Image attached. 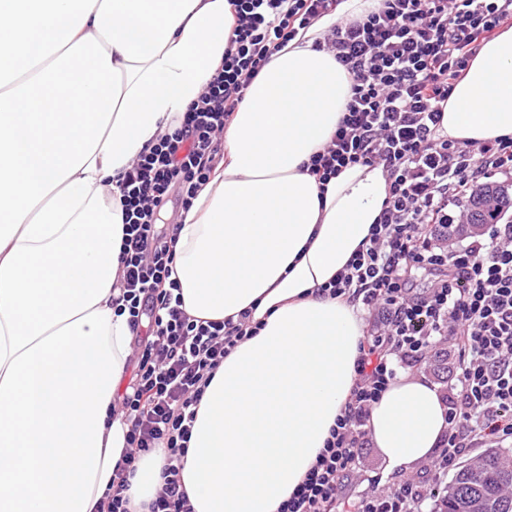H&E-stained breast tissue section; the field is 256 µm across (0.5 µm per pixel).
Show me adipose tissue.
Returning a JSON list of instances; mask_svg holds the SVG:
<instances>
[{
	"instance_id": "obj_1",
	"label": "adipose tissue",
	"mask_w": 512,
	"mask_h": 512,
	"mask_svg": "<svg viewBox=\"0 0 512 512\" xmlns=\"http://www.w3.org/2000/svg\"><path fill=\"white\" fill-rule=\"evenodd\" d=\"M378 0L275 52L224 128V163L182 212L173 276L193 318L262 322L216 369L181 479L194 512H277L305 477L354 385L364 323L321 289L365 246L382 167L320 186L303 164L330 142L351 78L314 43ZM227 0H0V512H94L127 447L117 392L132 355L118 256L133 161L202 93L231 35ZM442 134H512V27L478 50ZM448 408L398 374L373 405L385 465L430 457ZM167 454L137 462L149 501Z\"/></svg>"
}]
</instances>
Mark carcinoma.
<instances>
[{
    "mask_svg": "<svg viewBox=\"0 0 512 512\" xmlns=\"http://www.w3.org/2000/svg\"><path fill=\"white\" fill-rule=\"evenodd\" d=\"M467 208L470 223L492 224L512 208V193L489 183L473 193ZM511 457L509 449H492L459 466L442 497L441 512H512V471L502 464Z\"/></svg>",
    "mask_w": 512,
    "mask_h": 512,
    "instance_id": "carcinoma-1",
    "label": "carcinoma"
}]
</instances>
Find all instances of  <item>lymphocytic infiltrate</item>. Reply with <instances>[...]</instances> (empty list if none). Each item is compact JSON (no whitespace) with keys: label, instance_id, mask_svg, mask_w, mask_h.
Returning a JSON list of instances; mask_svg holds the SVG:
<instances>
[{"label":"lymphocytic infiltrate","instance_id":"obj_1","mask_svg":"<svg viewBox=\"0 0 512 512\" xmlns=\"http://www.w3.org/2000/svg\"><path fill=\"white\" fill-rule=\"evenodd\" d=\"M233 35L221 64L172 131L141 155L123 182L125 237L118 262L138 349L120 397L130 450L101 512H131L128 472L142 456L168 454L148 512H192L180 478L206 381L245 336L242 324L201 321L182 308L172 279L174 235L158 230L172 187L190 208L221 151L224 127L270 56L300 30L335 12L339 0H229ZM512 25V0H380L367 15L330 27L315 50L333 54L351 85L329 144L308 168L328 184L349 166H382L387 195L368 244L331 297L358 302L369 321L357 379L315 465L278 512H336L355 475L366 425L399 369L422 362L449 338L457 386L447 397L448 430L431 462L441 478L477 440L512 439V221L460 235V202L483 180L512 178V135L483 142L439 133L443 107L480 44ZM433 274L412 294V269ZM436 487L406 483L353 502V512H420Z\"/></svg>","mask_w":512,"mask_h":512}]
</instances>
